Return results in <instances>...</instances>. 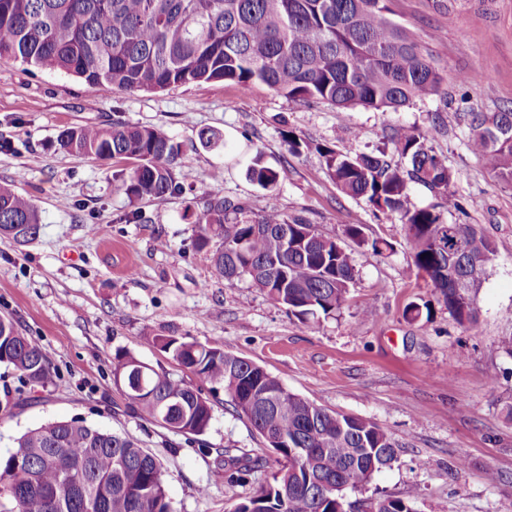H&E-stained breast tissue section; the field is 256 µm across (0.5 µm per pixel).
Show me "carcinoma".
Here are the masks:
<instances>
[{"label":"carcinoma","mask_w":512,"mask_h":512,"mask_svg":"<svg viewBox=\"0 0 512 512\" xmlns=\"http://www.w3.org/2000/svg\"><path fill=\"white\" fill-rule=\"evenodd\" d=\"M390 0H0V60L79 78L89 90L163 91L224 81L241 90L266 85L289 100L339 109H394L437 93L444 81L404 27ZM471 148L512 187V112L476 114ZM61 143L80 157L131 165L120 189L165 204L180 191L174 168L190 157L163 132L115 123L63 131ZM395 150L408 168L379 154L319 148L328 175L347 196L400 215L416 274L439 293L458 323L476 320V293L495 254L476 224L450 223L457 207L451 174L424 136L401 130ZM249 179L268 191L258 223L246 208L210 193L196 214L197 245L213 246L217 274L248 280L308 325L341 309L356 266L340 240L281 212L274 188L281 172L255 163ZM441 202L415 206L410 184ZM296 246H285L282 228ZM41 219L33 203L0 185V236L34 239ZM160 351L204 383L224 389L277 456L271 481L228 512H414L390 496L348 500L397 459L396 444L370 420L328 411L290 392L261 366L222 347L175 334L156 338ZM0 363L22 382L49 377L41 350L0 317ZM115 376H132L128 406L153 424L199 436L212 418L200 389L130 354L115 357ZM262 458L224 450V482L242 484ZM0 512H174L161 463L130 438L72 418L24 433L0 457Z\"/></svg>","instance_id":"carcinoma-1"}]
</instances>
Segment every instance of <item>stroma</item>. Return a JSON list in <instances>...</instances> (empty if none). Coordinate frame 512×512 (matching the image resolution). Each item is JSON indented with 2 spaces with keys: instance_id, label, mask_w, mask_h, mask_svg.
Listing matches in <instances>:
<instances>
[{
  "instance_id": "1",
  "label": "stroma",
  "mask_w": 512,
  "mask_h": 512,
  "mask_svg": "<svg viewBox=\"0 0 512 512\" xmlns=\"http://www.w3.org/2000/svg\"><path fill=\"white\" fill-rule=\"evenodd\" d=\"M391 7L444 78L439 93L395 112L291 101L263 85L243 93L221 81L92 94L76 77L0 61V183L14 185L41 216L32 242L0 237V316L50 366L46 383L32 387L0 365V401L15 403L0 420V455L30 429L80 418L155 455L175 512H227L253 494L277 463L223 388L202 385L212 420L190 441L140 417L115 384L120 351L183 376L155 343L173 332L222 346L289 391L376 423L396 443L397 459L365 495L408 500L415 512H502L512 497V188L469 140L471 114L512 110V0ZM117 120L155 128L192 156L175 171L180 195L161 206L129 199L116 188L125 163L78 158L60 142L66 129ZM403 128L424 136L452 175L458 206L448 221L479 225L494 243L473 324L460 325L417 277L398 215L341 193L317 151L382 150L403 168L393 144ZM206 130L222 145L203 146ZM289 131L306 142L299 154L288 150ZM258 156L281 172L275 193L285 216L341 237L356 266L342 309L313 328L251 283L218 278L210 250L196 246L194 215L211 191L262 214L265 192L246 177ZM349 224L360 225L362 240L345 237ZM377 238L390 249L373 250ZM411 304L424 308L418 319L404 314ZM368 306L375 318L364 316ZM226 448L262 457L246 484L225 483ZM490 470L496 483L485 478Z\"/></svg>"
}]
</instances>
